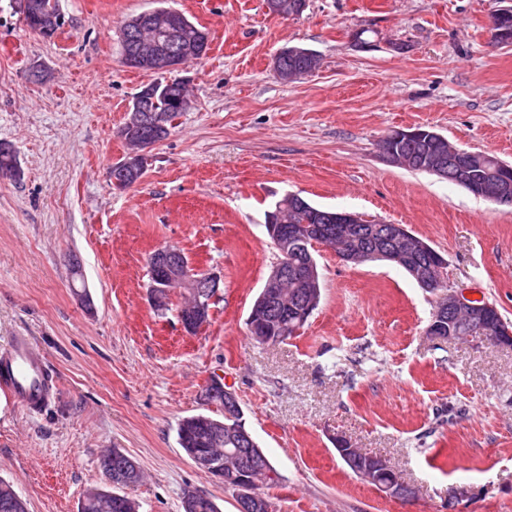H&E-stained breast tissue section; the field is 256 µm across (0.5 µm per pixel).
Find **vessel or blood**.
<instances>
[{
	"instance_id": "vessel-or-blood-1",
	"label": "vessel or blood",
	"mask_w": 512,
	"mask_h": 512,
	"mask_svg": "<svg viewBox=\"0 0 512 512\" xmlns=\"http://www.w3.org/2000/svg\"><path fill=\"white\" fill-rule=\"evenodd\" d=\"M0 387L30 412L40 411L52 396V377L32 337L21 334L0 349Z\"/></svg>"
}]
</instances>
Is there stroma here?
<instances>
[{"mask_svg":"<svg viewBox=\"0 0 512 512\" xmlns=\"http://www.w3.org/2000/svg\"><path fill=\"white\" fill-rule=\"evenodd\" d=\"M159 6L183 12L209 48L178 69L190 109L142 178L113 188L120 129L152 73L122 62L120 30ZM512 0H308L298 17L266 0H59L46 39L0 0V348L23 332L56 381L39 412L0 393V478L28 512H77L102 484L106 448L147 478L140 512H181L190 488L238 512L177 440L211 377L238 396L247 429L280 472L278 512H512V347L437 343L436 293L400 267L315 258L322 298L296 336L252 339L247 318L276 258L266 213L286 195L402 224L441 252L448 283L512 323V206L388 163L380 141L422 126L512 164V44L492 16ZM302 46L315 72L282 82L276 53ZM50 69L43 82L36 70ZM174 245L219 271L210 322L187 334L148 299V263ZM79 259L94 308L72 287ZM387 457L414 488L388 498L355 476L339 442Z\"/></svg>","mask_w":512,"mask_h":512,"instance_id":"35a3bbf8","label":"stroma"}]
</instances>
